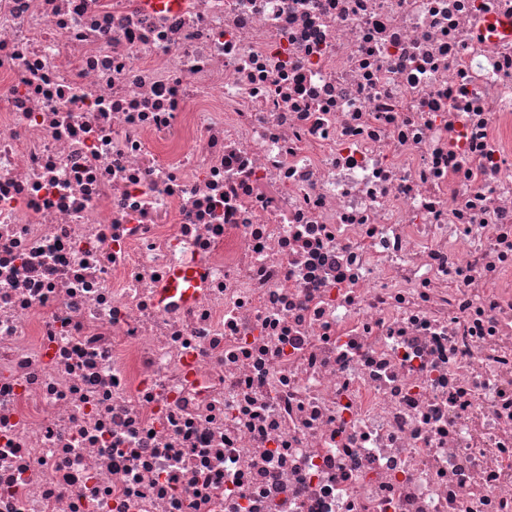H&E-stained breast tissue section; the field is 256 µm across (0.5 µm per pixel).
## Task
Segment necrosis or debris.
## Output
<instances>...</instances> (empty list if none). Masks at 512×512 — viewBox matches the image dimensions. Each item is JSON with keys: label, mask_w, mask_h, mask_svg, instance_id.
Listing matches in <instances>:
<instances>
[{"label": "necrosis or debris", "mask_w": 512, "mask_h": 512, "mask_svg": "<svg viewBox=\"0 0 512 512\" xmlns=\"http://www.w3.org/2000/svg\"><path fill=\"white\" fill-rule=\"evenodd\" d=\"M501 20L0 0V512H512Z\"/></svg>", "instance_id": "4bbe7bcc"}]
</instances>
